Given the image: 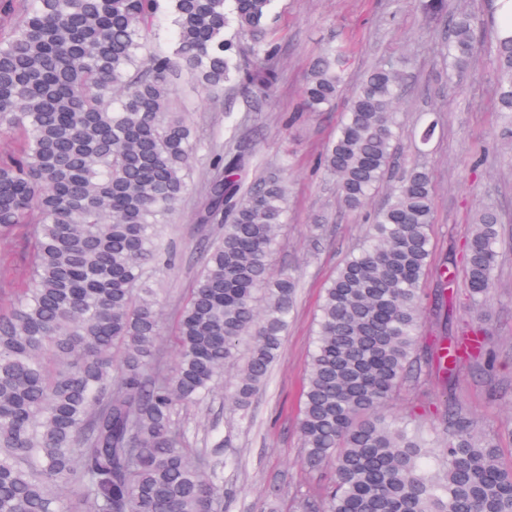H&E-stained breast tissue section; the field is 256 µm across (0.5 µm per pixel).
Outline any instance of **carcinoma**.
<instances>
[{"instance_id":"obj_1","label":"carcinoma","mask_w":512,"mask_h":512,"mask_svg":"<svg viewBox=\"0 0 512 512\" xmlns=\"http://www.w3.org/2000/svg\"><path fill=\"white\" fill-rule=\"evenodd\" d=\"M275 0H6L18 16L0 38V234L28 225L23 270L0 312V512H224L233 466L186 447L177 415L204 403L227 367L229 400L247 415L288 328L298 281L273 272L287 219L285 181L244 190L242 151L213 157L197 223L218 224L177 321L176 371H149L160 338L150 268L173 255L161 222L187 190L197 143L172 109L173 78L204 91L244 87L265 98L279 78L269 36ZM166 53H151L159 16ZM448 59L477 49L472 15L450 20ZM494 111L512 134V37L492 45ZM345 48L322 52L304 87L309 112L344 86ZM400 70L371 69L320 158L345 206L362 208L394 156ZM434 196L413 170L370 224L366 242L324 288L302 397V464L326 472L300 512H512V463L452 403L427 428L392 411L404 382L448 387L472 358L493 355L481 329L448 335V261L434 263ZM499 217L477 215L462 257L469 305L488 306ZM435 272L433 335L422 283ZM248 337L249 354L238 363Z\"/></svg>"}]
</instances>
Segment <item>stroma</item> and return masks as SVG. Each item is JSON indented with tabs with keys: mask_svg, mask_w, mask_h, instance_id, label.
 Listing matches in <instances>:
<instances>
[{
	"mask_svg": "<svg viewBox=\"0 0 512 512\" xmlns=\"http://www.w3.org/2000/svg\"><path fill=\"white\" fill-rule=\"evenodd\" d=\"M444 3L443 11L428 14L419 0H275L269 25L278 41L280 79L266 100L251 104L247 92L233 86L217 98L188 90L177 96L199 149L181 205L162 232L175 261L155 274L161 311L157 355L166 372L176 368L175 328L202 268L203 244L217 232L196 221L211 176V153L233 148L250 154L251 163L240 174L247 186L280 167L288 169V217L272 267L297 274L300 288L279 360L247 419L234 415L228 399L236 377L232 368L205 405L179 414L188 428L189 447H205L215 429L224 438V455L240 461L238 469L224 477V512H258L272 487L286 510L318 484L319 475L302 465L298 421L321 291L342 260L362 244L391 188L415 168L426 171L431 180L437 257L463 253L479 208L492 207L500 218L492 306L479 313L463 303L450 320L454 326L480 320L484 342L497 356L496 367L489 373L478 362L467 363L451 391L433 384L426 391L436 405L455 404L494 435L503 462L512 461V433L505 428L512 419V138H500L493 110L496 68L488 47L494 37L496 0ZM459 12L475 17L481 47L468 67L452 72L448 17ZM339 42L349 50L350 81L376 66L402 64L395 158L383 185L358 211L344 206L335 179L317 164L347 110L348 93H341L328 111L304 108L305 77L313 58ZM431 121L437 127L425 144L418 132ZM492 140L495 151L480 160L475 146Z\"/></svg>",
	"mask_w": 512,
	"mask_h": 512,
	"instance_id": "1",
	"label": "stroma"
}]
</instances>
